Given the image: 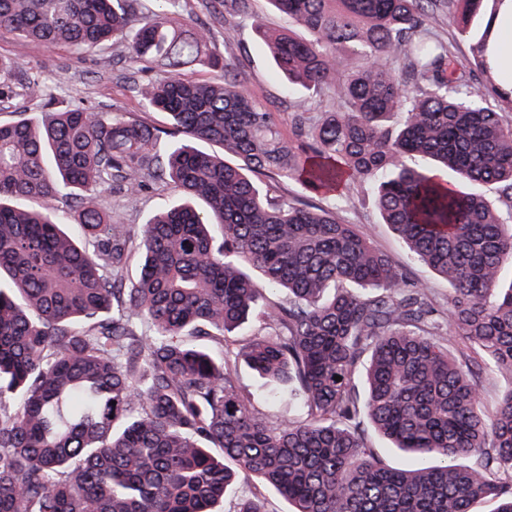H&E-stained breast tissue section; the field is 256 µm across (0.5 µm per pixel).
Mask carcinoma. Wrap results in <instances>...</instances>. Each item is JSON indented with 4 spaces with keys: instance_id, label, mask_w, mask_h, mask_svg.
Returning a JSON list of instances; mask_svg holds the SVG:
<instances>
[{
    "instance_id": "obj_1",
    "label": "carcinoma",
    "mask_w": 512,
    "mask_h": 512,
    "mask_svg": "<svg viewBox=\"0 0 512 512\" xmlns=\"http://www.w3.org/2000/svg\"><path fill=\"white\" fill-rule=\"evenodd\" d=\"M156 2L0 0V29L85 53L137 22L126 60L164 68L137 93L170 121L80 106L0 121V512H215L242 476L293 512H512V385L490 413L479 396L487 375L512 380V122L482 92L488 0H269L306 32L257 28L286 87L332 100L291 113L287 139L209 31ZM443 8L475 69L431 37ZM198 66L215 75L181 77ZM16 83L46 96L0 59V97ZM448 171L474 190L433 177ZM263 176L373 185L383 223L451 286L448 313L356 225L272 200ZM166 179L183 200L139 230L100 203ZM488 183L496 207L475 191ZM241 361L305 417L261 413L236 386ZM366 421L413 463H385Z\"/></svg>"
}]
</instances>
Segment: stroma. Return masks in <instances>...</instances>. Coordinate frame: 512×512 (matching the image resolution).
<instances>
[{"label": "stroma", "instance_id": "obj_1", "mask_svg": "<svg viewBox=\"0 0 512 512\" xmlns=\"http://www.w3.org/2000/svg\"><path fill=\"white\" fill-rule=\"evenodd\" d=\"M247 9L226 13L215 0H177L175 9L180 17L209 28L213 51L237 66L239 78L250 88L255 99L273 112L281 131L289 129V114L304 108L320 113L324 102L312 101L300 92H286L256 36L252 23L262 19L269 30L287 27L268 0H248ZM435 37L448 43L459 68L472 64L470 41L462 37L447 11H435L429 18ZM0 57L13 58L23 70L37 71L47 95L58 107L83 105L94 112H122L126 116L156 125H167L165 114L147 110L136 92V84L146 75L131 68L125 60V42L114 38L100 51L78 53L65 46L27 43L12 33L0 32ZM179 191L173 184H155L136 196L117 197L102 191L101 203L111 210L114 220L122 224L143 225L160 202H173ZM337 213L347 223L357 225L371 244L388 255L395 263L406 266L412 279L427 283L433 302L447 307L449 285L427 266L410 261L408 253L388 225L382 224L372 189L356 182L348 189L347 200L338 202ZM236 379L243 393L254 397L256 406L276 421L296 418L297 410L287 401L269 403L263 396L261 380L246 366H238Z\"/></svg>", "mask_w": 512, "mask_h": 512}]
</instances>
